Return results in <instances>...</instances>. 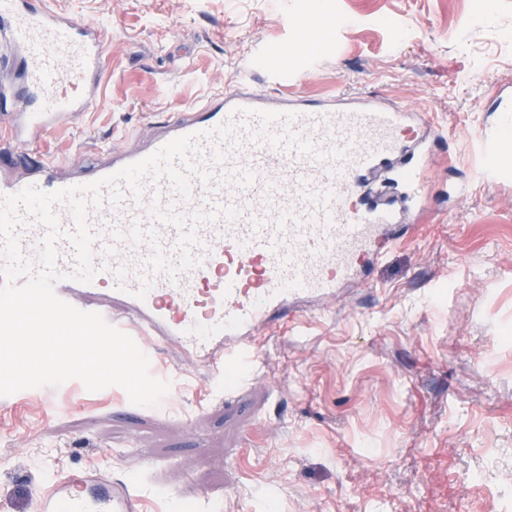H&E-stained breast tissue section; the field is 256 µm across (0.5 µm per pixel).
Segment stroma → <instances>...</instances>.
<instances>
[{
	"instance_id": "obj_1",
	"label": "stroma",
	"mask_w": 512,
	"mask_h": 512,
	"mask_svg": "<svg viewBox=\"0 0 512 512\" xmlns=\"http://www.w3.org/2000/svg\"><path fill=\"white\" fill-rule=\"evenodd\" d=\"M52 2L114 38L106 104L47 141L67 166L145 139L157 117L240 76L272 95L426 109L446 140L417 231L382 241L331 314L272 334L267 381L245 385L233 411L224 379L180 373L173 351L150 363L170 383L156 408L76 379L12 394L0 512H35L45 478L84 467L130 482L146 512H512V184L475 180L467 150L512 83V0ZM310 16L321 39L306 57Z\"/></svg>"
}]
</instances>
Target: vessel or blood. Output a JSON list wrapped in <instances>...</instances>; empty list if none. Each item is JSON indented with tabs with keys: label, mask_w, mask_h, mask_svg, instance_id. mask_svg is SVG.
Wrapping results in <instances>:
<instances>
[{
	"label": "vessel or blood",
	"mask_w": 512,
	"mask_h": 512,
	"mask_svg": "<svg viewBox=\"0 0 512 512\" xmlns=\"http://www.w3.org/2000/svg\"><path fill=\"white\" fill-rule=\"evenodd\" d=\"M108 29L50 0H0V196L52 192L110 175L169 140L196 135L212 185L189 172L191 195L145 183L141 201L89 206L93 281L67 279L60 298L97 312L144 351L169 348L192 370L223 374L255 360L303 303L331 306L362 272L372 242L425 205L421 186L438 130L426 115L368 94L269 96L245 81L157 120L136 149L113 147L91 170L63 174L48 136L103 103ZM476 133L481 177L512 179V92ZM37 261L44 226L17 229ZM142 497L99 468L53 474L39 512H143Z\"/></svg>",
	"instance_id": "b4317fda"
}]
</instances>
